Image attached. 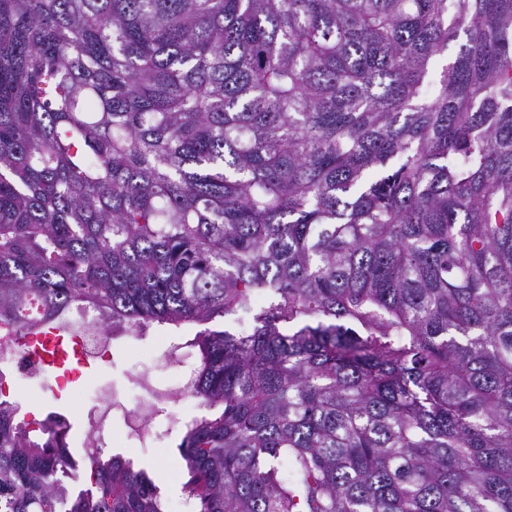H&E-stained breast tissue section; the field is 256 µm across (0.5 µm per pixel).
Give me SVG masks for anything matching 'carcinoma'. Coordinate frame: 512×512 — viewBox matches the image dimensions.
Instances as JSON below:
<instances>
[{"mask_svg":"<svg viewBox=\"0 0 512 512\" xmlns=\"http://www.w3.org/2000/svg\"><path fill=\"white\" fill-rule=\"evenodd\" d=\"M86 306L200 327L186 512H512V0H0V322ZM3 383L0 512H168Z\"/></svg>","mask_w":512,"mask_h":512,"instance_id":"carcinoma-1","label":"carcinoma"}]
</instances>
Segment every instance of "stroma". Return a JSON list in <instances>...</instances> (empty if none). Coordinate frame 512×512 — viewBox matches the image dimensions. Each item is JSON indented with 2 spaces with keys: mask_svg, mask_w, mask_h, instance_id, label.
I'll return each instance as SVG.
<instances>
[{
  "mask_svg": "<svg viewBox=\"0 0 512 512\" xmlns=\"http://www.w3.org/2000/svg\"><path fill=\"white\" fill-rule=\"evenodd\" d=\"M195 332V326L187 325L177 332L152 329L143 336L118 333L112 339L109 362L92 363L90 369L83 371L79 383L56 393L41 392L27 386L16 393L15 399L26 413L42 415L57 411L67 415L70 422L68 445L74 458L83 460L88 453L87 424L85 416L78 411L80 399L92 394L95 387L104 386L126 393L128 404H135L142 394L135 378L145 373L153 375L156 383L161 385L180 383V372L167 366V346L172 341L183 342ZM153 429V434L143 440L127 439L128 428L122 412H113L112 433L117 440L112 450L128 452L136 467L154 472L170 512H184L183 460L178 450L182 432L162 416L155 420Z\"/></svg>",
  "mask_w": 512,
  "mask_h": 512,
  "instance_id": "stroma-1",
  "label": "stroma"
}]
</instances>
